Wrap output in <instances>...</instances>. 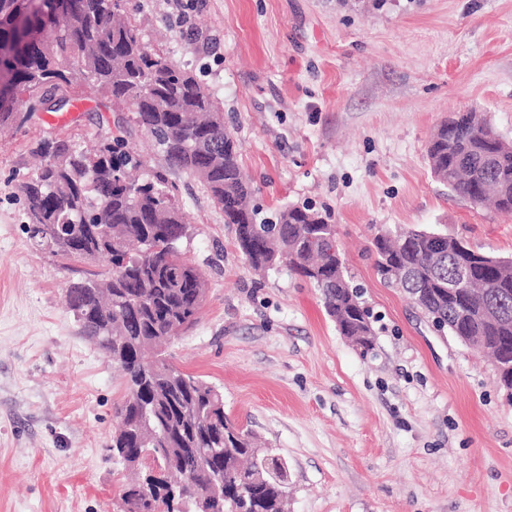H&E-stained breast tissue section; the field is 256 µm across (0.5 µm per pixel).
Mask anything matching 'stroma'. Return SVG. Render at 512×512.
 <instances>
[{
	"mask_svg": "<svg viewBox=\"0 0 512 512\" xmlns=\"http://www.w3.org/2000/svg\"><path fill=\"white\" fill-rule=\"evenodd\" d=\"M131 0L150 48L216 95L240 165L268 210L328 212L370 312L374 348L338 330L288 268L251 271L233 225L195 177L168 181L182 248L205 277L195 326L171 344L182 371L224 393V412L288 464V512H512V401L490 358L436 331L379 275L382 230H429L512 257V216L473 206L432 174L426 149L476 108L512 141V0ZM76 124L40 112L0 132V512H122L130 476L109 444L122 375L66 302L108 277L33 248L18 185L40 137L102 145L112 100L74 84Z\"/></svg>",
	"mask_w": 512,
	"mask_h": 512,
	"instance_id": "stroma-1",
	"label": "stroma"
}]
</instances>
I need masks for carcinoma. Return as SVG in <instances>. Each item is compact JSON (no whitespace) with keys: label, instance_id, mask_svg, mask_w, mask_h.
I'll list each match as a JSON object with an SVG mask.
<instances>
[{"label":"carcinoma","instance_id":"1","mask_svg":"<svg viewBox=\"0 0 512 512\" xmlns=\"http://www.w3.org/2000/svg\"><path fill=\"white\" fill-rule=\"evenodd\" d=\"M126 0H43L28 15L21 33L16 19L24 0H0V131L15 124L20 102L59 110L66 99L54 92L75 81L127 105L99 151L88 153L59 138L44 139L37 150L45 163L19 187L25 203L30 242L66 258L92 263L107 258V281L94 287L86 279L70 286L69 308L83 334L125 377L126 396L117 409L121 425L110 448L116 464L144 468L140 453L162 456L163 472L143 491L125 487L126 512H178L181 486L189 506L209 486L214 467L224 469V496L213 498L210 512H284L288 469L270 448L255 446L250 433L224 413V395L216 386L187 374L170 359V340L197 321L204 299L201 269L179 248L187 237L182 208L166 174L146 169L128 148L129 128L149 133L167 167L189 173L224 211L235 227L236 243L254 270L287 264L319 289L328 315L345 336L362 338L373 349L372 330L359 295L350 285L336 248V226L313 209L295 205L276 220L260 217L255 188L243 177L239 152L224 126V112L212 91L184 70L168 53L150 49L139 25L123 20ZM434 176L459 196L493 201L512 215V144L484 138L466 117L448 130L443 124L427 150ZM56 224L78 245L66 248L50 239L42 225ZM382 278L396 264L409 265L415 278L404 288L411 298L428 294L422 312L454 336H482L512 355V268L465 247L448 246L405 230L395 239H373ZM467 269L475 297L498 292L503 317L495 321L476 312L457 319L441 283H451Z\"/></svg>","mask_w":512,"mask_h":512}]
</instances>
